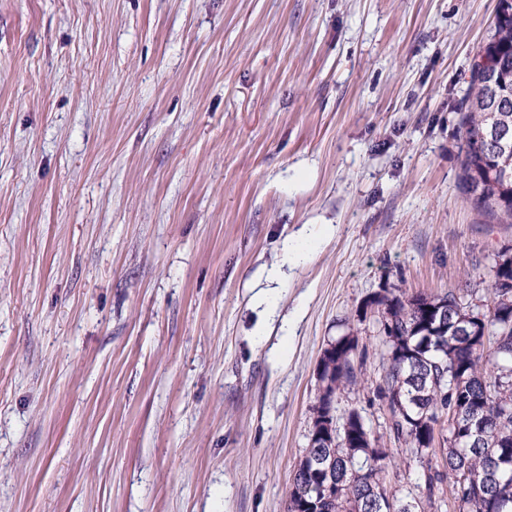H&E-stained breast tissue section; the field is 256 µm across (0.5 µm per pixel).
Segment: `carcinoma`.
Returning a JSON list of instances; mask_svg holds the SVG:
<instances>
[{"mask_svg": "<svg viewBox=\"0 0 512 512\" xmlns=\"http://www.w3.org/2000/svg\"><path fill=\"white\" fill-rule=\"evenodd\" d=\"M497 22L480 56L497 81L471 75L461 116L459 181L478 213L512 224V0H498ZM512 245L495 255L483 310L459 288L434 296L383 288L365 304L384 336L377 394L384 422L376 433L355 409L333 427L337 393L362 384L359 338L345 334L318 363L319 394L313 424H330L326 444L307 448L295 465L287 512H512ZM470 327L466 334L453 324ZM484 424L480 439L448 436V414ZM407 446L421 472L417 494L397 496L381 473L390 443Z\"/></svg>", "mask_w": 512, "mask_h": 512, "instance_id": "cac0c4a2", "label": "carcinoma"}]
</instances>
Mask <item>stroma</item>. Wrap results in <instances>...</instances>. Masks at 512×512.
Wrapping results in <instances>:
<instances>
[{
  "instance_id": "stroma-1",
  "label": "stroma",
  "mask_w": 512,
  "mask_h": 512,
  "mask_svg": "<svg viewBox=\"0 0 512 512\" xmlns=\"http://www.w3.org/2000/svg\"><path fill=\"white\" fill-rule=\"evenodd\" d=\"M497 2L0 0V512H285L349 332L379 427L364 301L512 243L459 185Z\"/></svg>"
}]
</instances>
